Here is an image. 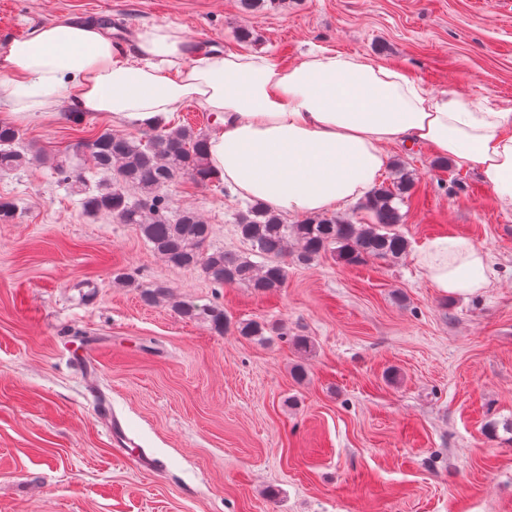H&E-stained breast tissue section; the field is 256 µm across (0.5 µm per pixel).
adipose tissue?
Instances as JSON below:
<instances>
[{
	"mask_svg": "<svg viewBox=\"0 0 512 512\" xmlns=\"http://www.w3.org/2000/svg\"><path fill=\"white\" fill-rule=\"evenodd\" d=\"M135 53L121 59L94 23L38 26L0 52V103L16 122L62 99L74 113L150 129L196 101L214 116L210 177L288 217L366 199L394 142L425 144L478 169L512 210V109L478 111L456 92L434 94L388 65L326 49L288 66L249 54L193 55L185 31L170 24L138 30ZM415 260L451 297L479 294L493 274L487 253L462 238L428 241Z\"/></svg>",
	"mask_w": 512,
	"mask_h": 512,
	"instance_id": "obj_1",
	"label": "adipose tissue"
}]
</instances>
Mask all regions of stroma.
I'll return each mask as SVG.
<instances>
[{
  "label": "stroma",
  "mask_w": 512,
  "mask_h": 512,
  "mask_svg": "<svg viewBox=\"0 0 512 512\" xmlns=\"http://www.w3.org/2000/svg\"><path fill=\"white\" fill-rule=\"evenodd\" d=\"M102 14L120 22L127 57L138 29L172 24L284 66L327 49L512 107V0H280L257 12L239 0H0V48ZM111 127L97 114L33 116L17 125L33 164L0 174L17 208L0 223V512H512V210L477 169L388 144L383 182L402 171L414 182L399 226L408 252L292 261L281 288L257 292L173 267L134 226L84 212L70 181L89 165L80 145ZM166 195L171 212L210 224V248L245 251L234 224L245 202L222 182L184 178ZM442 236L488 253V288L449 298L430 286L414 252ZM158 284L168 298L146 303ZM183 300L222 308L229 329L183 318ZM245 320L277 331L238 335Z\"/></svg>",
  "instance_id": "stroma-1"
}]
</instances>
